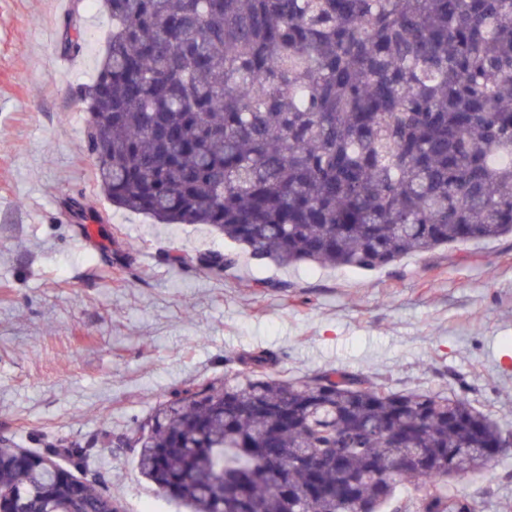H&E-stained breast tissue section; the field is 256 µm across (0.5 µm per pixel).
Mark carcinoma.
I'll return each mask as SVG.
<instances>
[{
    "label": "carcinoma",
    "instance_id": "1",
    "mask_svg": "<svg viewBox=\"0 0 512 512\" xmlns=\"http://www.w3.org/2000/svg\"><path fill=\"white\" fill-rule=\"evenodd\" d=\"M103 2L78 100L112 205L281 267L373 270L512 234V0ZM83 41L73 17L67 46ZM235 265L199 258L214 277ZM277 361L248 353L132 432L161 495L193 512H484L449 480L511 452L512 432L464 392L342 367L280 379ZM84 456L0 448L6 512H119L93 482L52 489Z\"/></svg>",
    "mask_w": 512,
    "mask_h": 512
}]
</instances>
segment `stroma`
Instances as JSON below:
<instances>
[{"label":"stroma","mask_w":512,"mask_h":512,"mask_svg":"<svg viewBox=\"0 0 512 512\" xmlns=\"http://www.w3.org/2000/svg\"><path fill=\"white\" fill-rule=\"evenodd\" d=\"M75 11L77 53L65 46ZM108 30L100 0H0V447L84 449L79 477L100 480L121 512H188L157 495L123 439L258 350L277 355L282 379L340 366L396 391L462 389L512 430V235L373 271L244 254L230 275H207L195 256L234 243L113 206L82 148L76 92ZM450 488L512 512V453Z\"/></svg>","instance_id":"obj_1"}]
</instances>
